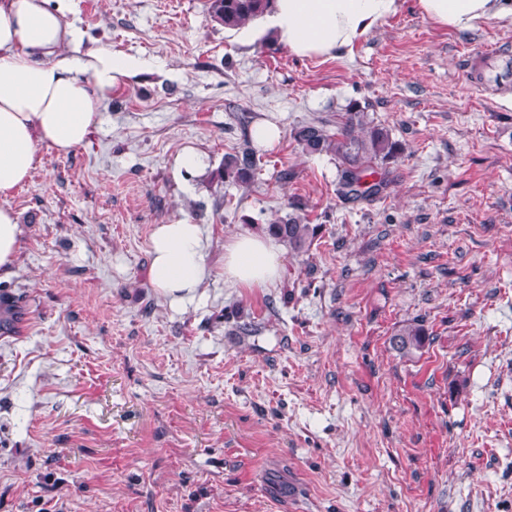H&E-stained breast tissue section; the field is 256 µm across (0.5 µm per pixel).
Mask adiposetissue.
Instances as JSON below:
<instances>
[{
	"instance_id": "adipose-tissue-1",
	"label": "adipose tissue",
	"mask_w": 512,
	"mask_h": 512,
	"mask_svg": "<svg viewBox=\"0 0 512 512\" xmlns=\"http://www.w3.org/2000/svg\"><path fill=\"white\" fill-rule=\"evenodd\" d=\"M69 0H0V197L30 180L38 145L68 154L84 144L100 109L138 60L97 49L65 54L78 34L66 20ZM430 20L464 32L488 21L512 25V0H417ZM401 0H274L277 43L299 57H332L352 47ZM283 270L271 237L241 234L224 245V280L235 288L264 287ZM207 275L200 225H157L148 270L153 288L172 300L195 296Z\"/></svg>"
}]
</instances>
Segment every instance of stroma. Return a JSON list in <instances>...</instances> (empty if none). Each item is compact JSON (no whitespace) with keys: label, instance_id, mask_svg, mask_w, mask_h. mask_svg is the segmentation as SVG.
<instances>
[{"label":"stroma","instance_id":"stroma-1","mask_svg":"<svg viewBox=\"0 0 512 512\" xmlns=\"http://www.w3.org/2000/svg\"><path fill=\"white\" fill-rule=\"evenodd\" d=\"M416 2L301 58L208 0H70L81 51L143 67L0 202L22 228L0 290L28 301L0 337V512H512V27L461 33ZM354 104L403 146L359 200L291 135ZM265 119L278 145L224 184ZM295 208L309 249L268 287L226 284L228 237ZM181 219L209 275L173 304L151 234ZM411 322L425 346L404 355ZM256 152L250 146L224 156L221 179L224 184L247 186L254 181L257 170ZM426 334L420 324L409 323L403 325L394 336L397 349L403 354H411L421 350L425 345Z\"/></svg>","mask_w":512,"mask_h":512}]
</instances>
